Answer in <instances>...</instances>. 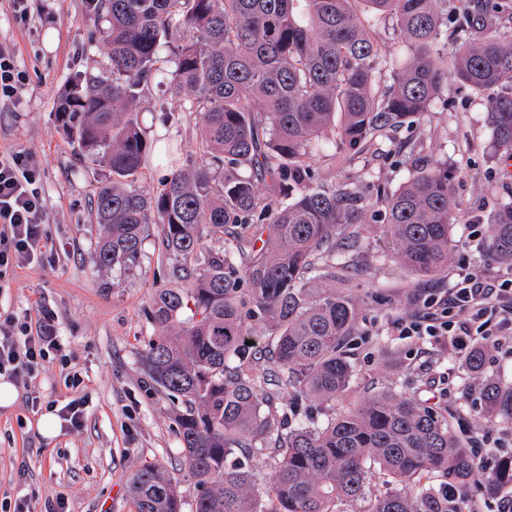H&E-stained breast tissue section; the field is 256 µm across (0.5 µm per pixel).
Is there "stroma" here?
<instances>
[{
    "instance_id": "stroma-1",
    "label": "stroma",
    "mask_w": 512,
    "mask_h": 512,
    "mask_svg": "<svg viewBox=\"0 0 512 512\" xmlns=\"http://www.w3.org/2000/svg\"><path fill=\"white\" fill-rule=\"evenodd\" d=\"M88 2L28 0L29 18L20 22L0 0V42L14 46L24 75L17 96L0 101V150L27 152L39 167L46 231L56 246L50 265L15 269L0 286V313L19 319L41 308L52 313L62 349L41 363L30 389L45 405L87 399L83 427L62 428L52 437L39 432L41 413L31 409L25 394L11 408L0 407V512H13L20 497L27 498L31 512H48L60 498L69 512H135L128 479L146 464L177 478L183 512H193L196 485L181 464L173 407L143 363L155 334L148 303L168 267L159 228L151 226L137 268L97 266L104 229L95 223L91 203L111 174L80 159L53 117L60 92L75 75L110 72L104 25ZM150 93L164 109L144 113L145 131L149 139H162L173 158L151 152L135 183L147 194L161 189L175 164L212 163L201 143L200 116L186 109L188 91L168 77ZM446 97L447 104L426 113L421 123L388 132L380 153L360 156L349 170L338 168L327 153L312 161L319 182L330 186L365 174L363 191L372 200L395 193L412 164L445 162L455 170L453 189L462 210L451 228L448 268L435 275H412L389 261L394 239L377 213L359 243L337 246L336 259L347 267V291L359 310L357 331L346 347L354 368L350 387L358 398L389 391L411 396L445 412L465 447L511 452L512 425L487 418L476 387L482 380L512 384V335L487 355L477 378L440 345L398 336L391 328L395 320L419 316L424 299L447 287L453 270L465 266L492 280L512 278V263L492 259L485 247L487 217L512 199V160L494 153L483 95L452 82Z\"/></svg>"
}]
</instances>
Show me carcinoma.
<instances>
[{
  "instance_id": "1",
  "label": "carcinoma",
  "mask_w": 512,
  "mask_h": 512,
  "mask_svg": "<svg viewBox=\"0 0 512 512\" xmlns=\"http://www.w3.org/2000/svg\"><path fill=\"white\" fill-rule=\"evenodd\" d=\"M101 0L112 78L77 75L54 119L76 154L105 165L92 215L104 227L96 264L138 267L150 226L160 228L167 283L148 317L157 334L145 361L177 414L184 464L198 488L194 512H335L368 494L366 465L392 487L370 512H448L429 487L397 489L430 473L486 499L512 492V454L484 473L441 412L404 394L348 398L346 356L358 307L336 281V264L314 266L336 241H356L366 211L381 205L399 267L429 275L448 267L450 224L460 217L448 165L414 167L374 203L360 181L316 182L313 154L338 144L345 169L387 132L414 125L443 101L452 80L486 96L497 150L512 159V4L504 0ZM389 19L407 59L382 58L375 28ZM468 42L448 55L442 28ZM168 48L170 56L161 55ZM171 73L191 95L213 167H181L158 193L134 188L151 152L140 114L146 90ZM392 84L379 91L382 70ZM211 246L203 248V240ZM490 256L512 261V200L486 227ZM262 348L248 344L254 326ZM280 365L276 385L311 401H345L323 424L288 427L264 406L257 356ZM488 417L512 424V386L480 383ZM269 451L274 471L258 487L249 465ZM136 512H182L175 478L148 464L129 480Z\"/></svg>"
}]
</instances>
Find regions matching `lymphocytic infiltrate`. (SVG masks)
<instances>
[{
	"instance_id": "obj_1",
	"label": "lymphocytic infiltrate",
	"mask_w": 512,
	"mask_h": 512,
	"mask_svg": "<svg viewBox=\"0 0 512 512\" xmlns=\"http://www.w3.org/2000/svg\"><path fill=\"white\" fill-rule=\"evenodd\" d=\"M39 172L23 152L0 155V281L21 265L42 264L54 250L45 232L47 212L38 186ZM422 316L393 324L402 336L428 338L450 345L457 355L470 353L475 341L496 349L512 335V279L491 281L464 268L450 288L425 302ZM53 315L0 320V376L28 385L49 350L60 349Z\"/></svg>"
}]
</instances>
